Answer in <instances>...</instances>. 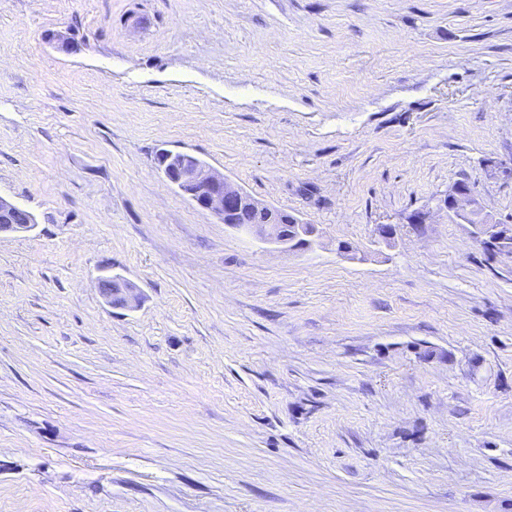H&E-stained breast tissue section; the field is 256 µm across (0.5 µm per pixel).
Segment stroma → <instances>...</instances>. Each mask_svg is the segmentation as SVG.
Returning a JSON list of instances; mask_svg holds the SVG:
<instances>
[{
    "label": "stroma",
    "mask_w": 512,
    "mask_h": 512,
    "mask_svg": "<svg viewBox=\"0 0 512 512\" xmlns=\"http://www.w3.org/2000/svg\"><path fill=\"white\" fill-rule=\"evenodd\" d=\"M162 149L320 245L220 224ZM489 158L512 0H0L36 220L0 236V512H512V259L439 209L464 180L512 224Z\"/></svg>",
    "instance_id": "1"
}]
</instances>
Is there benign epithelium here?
<instances>
[{
  "mask_svg": "<svg viewBox=\"0 0 512 512\" xmlns=\"http://www.w3.org/2000/svg\"><path fill=\"white\" fill-rule=\"evenodd\" d=\"M164 155L159 167L164 178L219 223L288 251L310 250L316 244L317 225L305 223L293 214L284 217L283 210L254 198L223 173L199 164L190 153L178 156L166 151ZM242 208L259 213L261 220L256 224L234 223V214ZM445 208L449 215L475 227L480 240L494 238L502 244H512V228L497 223L485 213L478 197L464 182L457 181L448 189Z\"/></svg>",
  "mask_w": 512,
  "mask_h": 512,
  "instance_id": "1",
  "label": "benign epithelium"
}]
</instances>
